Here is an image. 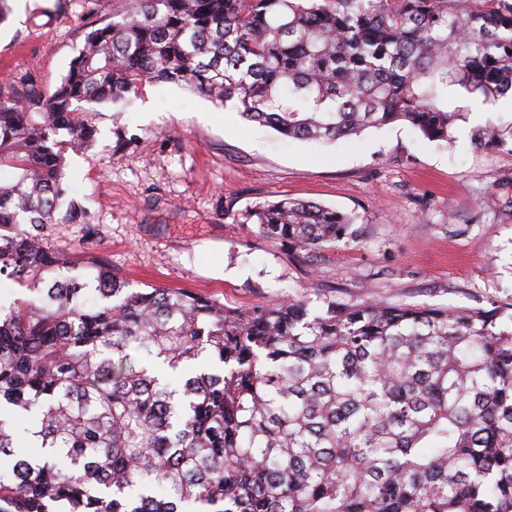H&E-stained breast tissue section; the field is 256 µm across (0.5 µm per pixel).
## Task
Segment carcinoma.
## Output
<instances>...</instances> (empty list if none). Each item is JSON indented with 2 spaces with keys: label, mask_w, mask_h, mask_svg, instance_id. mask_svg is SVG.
<instances>
[{
  "label": "carcinoma",
  "mask_w": 512,
  "mask_h": 512,
  "mask_svg": "<svg viewBox=\"0 0 512 512\" xmlns=\"http://www.w3.org/2000/svg\"><path fill=\"white\" fill-rule=\"evenodd\" d=\"M51 90L0 98V512H512V311L289 298L249 309L88 282L45 232L81 103L184 85L285 139L406 122L454 142L451 94L512 98V0H133ZM66 138L61 140V133ZM473 144L512 152V116ZM294 254L354 217L250 212ZM212 366L173 389L157 370Z\"/></svg>",
  "instance_id": "1"
}]
</instances>
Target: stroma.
<instances>
[{"instance_id":"obj_1","label":"stroma","mask_w":512,"mask_h":512,"mask_svg":"<svg viewBox=\"0 0 512 512\" xmlns=\"http://www.w3.org/2000/svg\"><path fill=\"white\" fill-rule=\"evenodd\" d=\"M120 0H7L0 95L47 89ZM455 143L396 123L328 144L285 141L176 84L146 82L131 104L97 107L95 143L65 181L85 211L49 246L102 260L132 288H186L232 307L289 296L492 308L512 303V153L475 147L503 102L463 97ZM127 133L126 150L116 148ZM290 197L356 214L340 241L290 256L248 221Z\"/></svg>"}]
</instances>
